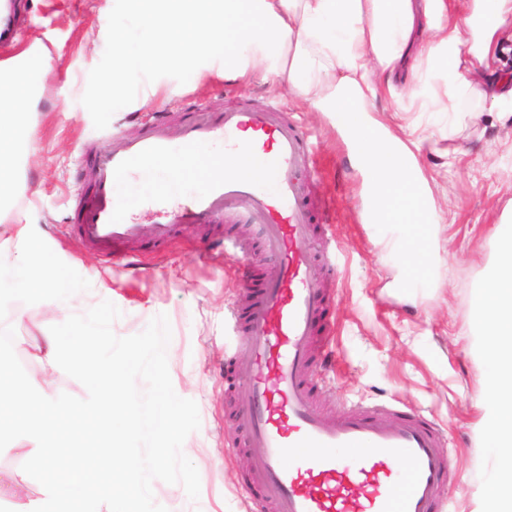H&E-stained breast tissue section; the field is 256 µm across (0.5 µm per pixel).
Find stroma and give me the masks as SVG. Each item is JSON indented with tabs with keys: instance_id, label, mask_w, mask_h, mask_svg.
I'll return each instance as SVG.
<instances>
[{
	"instance_id": "stroma-1",
	"label": "stroma",
	"mask_w": 512,
	"mask_h": 512,
	"mask_svg": "<svg viewBox=\"0 0 512 512\" xmlns=\"http://www.w3.org/2000/svg\"><path fill=\"white\" fill-rule=\"evenodd\" d=\"M113 0H27L16 39L0 50V61L38 45L52 56V76L31 124L28 159L18 161V194L0 206V247L16 244L18 228L48 272H63L83 296L78 315L105 314L114 347L134 345L164 332L170 355L163 367L164 391L142 371L129 374L131 391L145 398L163 395L186 412L174 452L155 464L151 445L136 457L153 471L158 512H248L240 496L251 456L236 426L247 394L233 375L236 332L230 312L243 308L239 285L244 267L262 273L277 256L261 245L262 223L251 221L239 239L242 261L225 260L219 244L229 224L178 228L170 241L142 235L129 247L128 264L116 265L88 245L76 229L79 196L88 195L94 149L103 147L113 126L141 133L137 116L162 114L179 125L187 107L221 112L241 103L280 105L314 131L319 169L304 172V194L314 209L331 202L329 223H316L314 274L326 283L322 324L333 329L336 378L319 388L328 412L340 403L397 400L399 406L434 419L446 434L453 470L445 488V512H477L483 475L495 466L480 441L482 403L487 398L479 337L471 321L476 287L493 263L488 237L512 202V152L493 145L501 129L512 131V102L481 100L477 123L423 114L428 130L417 154L440 205L438 259L431 278L413 288L390 289V249L374 244L362 220V181L330 119L298 99L258 82H228L218 62L125 75L127 93L107 106L93 88L112 70ZM455 153L444 168V150ZM43 290L11 298L0 332L11 336L14 355L38 365L43 336L53 330ZM47 394L78 404L95 401L93 389L77 374L48 371ZM237 450H229V442ZM0 471L25 484L30 500L42 497L29 444L21 436L0 438ZM192 472L184 483V472Z\"/></svg>"
}]
</instances>
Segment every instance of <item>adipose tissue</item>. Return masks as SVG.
<instances>
[{
	"label": "adipose tissue",
	"instance_id": "adipose-tissue-1",
	"mask_svg": "<svg viewBox=\"0 0 512 512\" xmlns=\"http://www.w3.org/2000/svg\"><path fill=\"white\" fill-rule=\"evenodd\" d=\"M112 73L102 97L123 96L125 73L137 68L188 66L200 57L224 61V76L258 78L287 89L345 132L352 162L363 178L374 228L418 222L428 215L426 249L436 256L440 226L437 201L407 125L392 127L376 114L382 95L407 98L408 111L451 114L474 120L481 91L473 74L487 69L493 47L512 24V0H116ZM51 69L47 50L29 47L0 64V201L14 192L15 161L27 150ZM224 159L195 152L190 167L171 168L158 181L154 169L140 175L139 193L170 191L180 179L223 171ZM138 193V194H139ZM495 262L481 280L471 308L481 328L490 304L512 306V210H505L490 236ZM25 229L12 251L0 252V300L41 288ZM55 331L44 339L48 362L86 376L97 395L82 407L50 396L40 375L19 371L0 346V435L24 432L36 452L45 497L23 502L19 512H89L109 504L111 512H156L152 475L134 459L140 443L155 446L165 461V443L183 422V411L163 398L133 396L125 380L133 369L160 375L168 345L164 336L120 349L110 347L106 317L75 315L83 300L63 276L50 283ZM482 369L492 398L482 407L483 446L500 466L485 480L480 512H512V323L501 322L482 341ZM103 443L106 454L85 450Z\"/></svg>",
	"mask_w": 512,
	"mask_h": 512
}]
</instances>
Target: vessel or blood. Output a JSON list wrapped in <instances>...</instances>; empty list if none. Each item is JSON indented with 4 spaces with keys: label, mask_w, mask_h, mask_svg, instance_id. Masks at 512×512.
Instances as JSON below:
<instances>
[{
    "label": "vessel or blood",
    "mask_w": 512,
    "mask_h": 512,
    "mask_svg": "<svg viewBox=\"0 0 512 512\" xmlns=\"http://www.w3.org/2000/svg\"><path fill=\"white\" fill-rule=\"evenodd\" d=\"M147 130L130 137L112 130L93 155L92 193L82 204L80 234L113 263L143 232L132 209L113 196L114 185L151 165H182L204 143L224 146V170L188 198L163 192L138 200L159 210L157 241L180 226L218 224L225 217H262L263 246L278 253L276 268L244 276L249 305L234 312L236 376L248 393L237 426L253 458L250 486L260 508L273 512H443L450 460L445 435L433 421L388 403L345 404L332 416L316 406L314 391L336 374L328 337H316L325 287L311 270V210L298 175L316 168L307 128L280 108L248 104L198 115L170 127L156 113Z\"/></svg>",
    "instance_id": "obj_1"
}]
</instances>
